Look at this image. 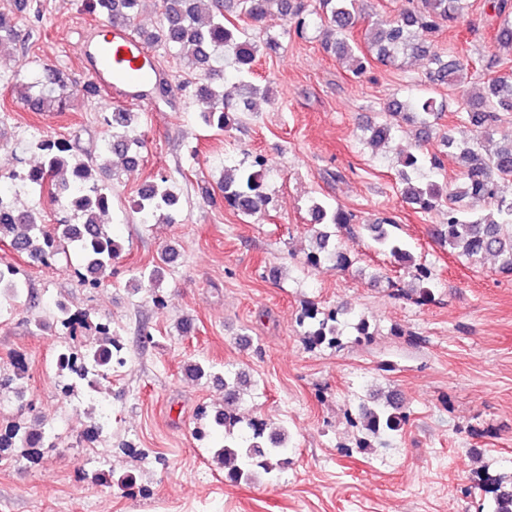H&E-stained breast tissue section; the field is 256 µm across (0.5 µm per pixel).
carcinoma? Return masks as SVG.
<instances>
[{"label":"carcinoma","mask_w":512,"mask_h":512,"mask_svg":"<svg viewBox=\"0 0 512 512\" xmlns=\"http://www.w3.org/2000/svg\"><path fill=\"white\" fill-rule=\"evenodd\" d=\"M144 0H92V8L110 18L120 14L128 22L136 20ZM469 0H417V6L403 10L397 18L370 25L365 30L366 47L349 43L348 36L361 23L357 0H317L312 9L301 0H161V22L153 31L142 32L144 39L177 55L187 54L185 66L192 98L199 103L198 117L208 126L229 130L242 122L256 106L259 93L252 85L257 56L272 54L282 48L277 37L254 39L248 28L240 24L247 19L260 22L272 10L290 23L297 36L310 28L323 32L325 52L351 61L350 71L359 76L373 63L393 66L407 56L426 61L428 79L435 85L453 87L461 82L470 63L445 54L435 44V37L444 27L453 26ZM495 12L494 40L504 49L512 48V0H492ZM21 44L17 19L0 12V62L12 57ZM495 74L487 79L484 91L463 101L459 106L460 127L442 135V149L430 152L423 148L444 111L443 102L433 96L409 100L394 99L388 103L383 118L366 125L367 144L378 148L388 145L396 128L402 123L419 124L421 143L412 151L397 157L400 177L399 194L403 202L423 214L443 210L447 221L434 229L435 238L451 251L467 258L492 256L504 270L512 271V142L489 148L494 127L505 115H512V71L498 68V61L485 64ZM31 93L25 101L34 112H63L73 94H84L81 84L70 85L59 70L42 66L29 85ZM109 135L96 160L76 161L69 147L55 141L51 151L43 142L37 149L43 154L41 165L28 173L22 186L38 196H46L61 204L69 216L56 224H45V216L34 210L18 211L0 208V241H9L16 251L33 261L46 263L60 257L73 258L77 265L73 273L86 288H101L112 281L113 263L120 254L119 244L112 238L99 217L112 203L110 180L118 167L128 168L139 163L143 139L129 130L132 112L116 105L105 113ZM452 160L461 169L460 186L447 185L426 178L422 171H438L445 161ZM268 159L257 154L247 163L224 167L221 181L224 201L244 217L265 213L272 198L266 191ZM468 198L484 207L483 213L471 215L457 206ZM180 192L176 183L167 178L153 179L144 184L135 203L136 213L143 224L176 221L180 207ZM308 212L311 217L313 244L306 253V263L317 267L331 261L340 270L352 264L350 252L337 245L336 239L367 238L371 246L393 258L410 281L407 287L391 281L393 290L405 293L420 303L432 299L430 285L432 269L417 261L404 242L390 228L396 222L385 217L374 224L355 223V214L340 206H332L313 198ZM176 251L165 248L159 261L142 269L131 279L133 291L151 294L161 305L160 284L163 265L173 261ZM9 291L10 301L18 304L25 296V281L13 266L0 269V290ZM75 319L69 306L61 300L54 303L52 320L40 321L42 332L63 333L69 340L56 352V376L61 389L81 392L97 402V379L124 364L118 351L124 350L115 328L106 334H96L85 344H76V332L69 329ZM297 322L305 328L304 336L314 346L336 348L343 345L341 326L352 329L354 341L360 343L372 336L370 324L363 316H348V311L325 309L315 304L301 309ZM249 380L243 372L224 373V409L215 413L199 410V420L205 426L195 427L197 440L205 442L213 458L227 468L226 479L248 482L259 476L278 478L288 465V433L281 427L262 422L259 431L256 419L243 420L237 408ZM351 427L357 430L352 447L367 453L377 439L402 431L409 419L402 402L381 393L360 402L347 413ZM46 431L29 428L21 423L10 426L0 435L2 452L11 448L22 454L42 448L48 441ZM476 486L485 493L482 512H512V480L491 475L483 469Z\"/></svg>","instance_id":"cac0c4a2"}]
</instances>
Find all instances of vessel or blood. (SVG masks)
Returning a JSON list of instances; mask_svg holds the SVG:
<instances>
[{
  "label": "vessel or blood",
  "mask_w": 512,
  "mask_h": 512,
  "mask_svg": "<svg viewBox=\"0 0 512 512\" xmlns=\"http://www.w3.org/2000/svg\"><path fill=\"white\" fill-rule=\"evenodd\" d=\"M88 76L105 94L146 106L155 84L154 55L130 32L127 24L107 22L86 42L81 53Z\"/></svg>",
  "instance_id": "b4317fda"
}]
</instances>
